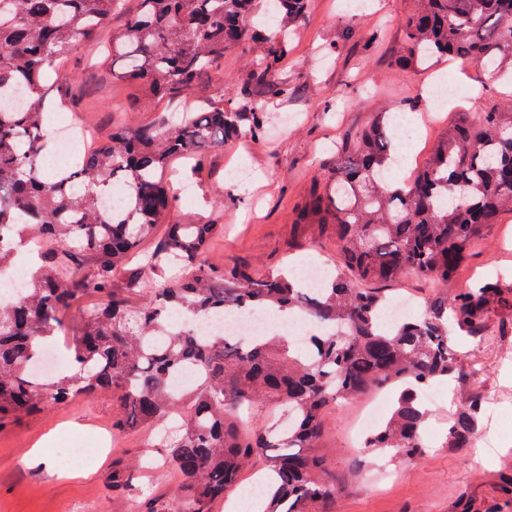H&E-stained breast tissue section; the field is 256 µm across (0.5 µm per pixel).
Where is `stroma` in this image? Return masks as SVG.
<instances>
[{"label": "stroma", "mask_w": 512, "mask_h": 512, "mask_svg": "<svg viewBox=\"0 0 512 512\" xmlns=\"http://www.w3.org/2000/svg\"><path fill=\"white\" fill-rule=\"evenodd\" d=\"M414 0H377L373 10L350 16L343 0H311L306 20L292 38L286 65L297 77L301 103L296 111L271 112L267 138H249L213 151L198 180L195 200L179 199L174 221L219 225L207 260L216 269L244 263L256 273L287 264L288 260H330L336 256L331 228L300 224L298 212L309 202L316 176L336 159V145L368 125L382 106L411 107L421 123L423 139L410 146L402 176L429 158L433 140L448 126L454 113L478 112L485 97L471 98L484 76L474 64L459 59L439 64L449 85L465 95L450 96L442 111L428 107L423 87L428 72L403 70L394 59L400 49L401 27ZM357 37L347 38V26ZM374 31L378 40L365 48L361 31ZM335 42V56L322 52ZM55 97L64 98L49 122L47 150H54L56 133L72 122L92 129L105 128L111 105H120L125 123L140 127L168 108L157 99L141 104L136 90L113 77L111 64L99 50L79 48L53 76ZM239 169V205L226 203V173ZM210 198L208 207L197 199ZM501 277L512 287V213L502 214L469 252L444 291L468 288L488 277ZM454 348L464 365V378L486 400L480 428L482 448H449L444 443L448 422L456 410V394L441 395L431 407L432 441L421 457L389 462L373 459L368 449L353 447L350 433L363 401L331 409L325 419L322 447L331 449L332 467L344 487L336 498V512H512V439L501 438L502 419L512 416V340L477 347L458 338ZM118 407L111 393L82 394L63 403L48 404L40 412L0 424V512H140L137 499L112 495V465L116 459L154 461L144 485L168 492L173 475L164 466L161 439L155 430L133 429L113 434ZM110 436L114 445L79 466L59 458L61 446L86 448L98 437Z\"/></svg>", "instance_id": "stroma-1"}]
</instances>
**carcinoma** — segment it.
Here are the masks:
<instances>
[{"label":"carcinoma","mask_w":512,"mask_h":512,"mask_svg":"<svg viewBox=\"0 0 512 512\" xmlns=\"http://www.w3.org/2000/svg\"><path fill=\"white\" fill-rule=\"evenodd\" d=\"M0 0V268L25 240L43 244L20 300L0 304V422L33 414L50 402L96 389L109 391L121 414L112 429L155 427L188 400L194 412L165 441L166 464L178 483L177 512H212L242 475L263 463L270 471L255 498L257 512H333L341 491L327 449L320 447L326 412L374 390L402 394L366 438L376 455L414 459L425 452L420 431L428 410L412 399L460 372L450 336L485 339L489 314L512 313L501 285L483 282L453 297H436L423 315L389 329V299L376 286L411 272L434 287L448 283L467 251L500 213H512V0H417L404 21L401 68L429 70L450 56L482 70L493 101L480 112H458L433 142L428 161L409 181L390 188L394 164L392 110L336 151L300 220L327 224L338 256L329 283L317 292L296 273L255 275L241 264L218 272L207 261L216 224L171 220L177 202L169 166L194 161L195 179L214 149L247 135L266 137L269 114L256 97L288 110L299 101L288 72V36L311 0ZM127 15L109 41L117 76L138 98L169 101L166 118L144 127L112 123L65 174L41 167L53 104L48 77L85 40ZM237 49L249 57L232 94L219 91L193 108L186 95ZM127 193L128 205L108 215L104 195ZM166 225L158 236V225ZM152 241L141 263L140 245ZM151 284L149 301L135 306ZM95 297L67 347L68 369L32 375L44 347L75 302ZM260 308L308 311L336 327L314 336L308 356L294 355L285 336L248 345L175 328L170 312L189 318ZM190 366L204 379L181 394L171 376ZM464 404L449 422L446 442L466 448L476 434L484 397L462 387ZM274 401L288 422L241 414ZM141 463L112 466L116 498L136 494Z\"/></svg>","instance_id":"1"}]
</instances>
